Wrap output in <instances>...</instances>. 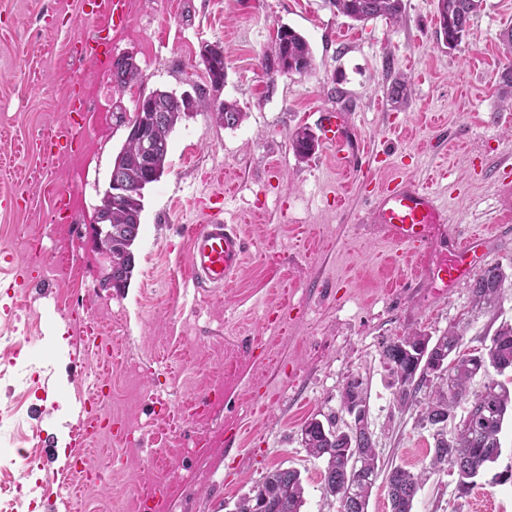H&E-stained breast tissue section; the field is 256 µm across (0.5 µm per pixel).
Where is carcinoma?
Segmentation results:
<instances>
[{
	"label": "carcinoma",
	"instance_id": "obj_1",
	"mask_svg": "<svg viewBox=\"0 0 512 512\" xmlns=\"http://www.w3.org/2000/svg\"><path fill=\"white\" fill-rule=\"evenodd\" d=\"M455 4L451 13L438 7L439 30L448 49L456 48L465 35L469 21L482 5V0H438ZM337 14L353 21L362 22L377 16L396 20L402 13L403 0H328ZM202 61L208 73L211 88L218 91L225 81L224 49L218 44L203 47ZM262 67L269 74L306 73L312 67V52L307 40L290 27L277 30L273 48L262 57ZM138 70L124 60L112 72L114 81L122 85L136 77ZM498 86L501 99H512V65L499 73ZM150 110L134 112L132 119L117 116L121 123L143 133L150 142L147 153L125 142L113 160L119 167L122 180L131 193L118 207L109 208L108 199H102L100 209L105 211L104 220L112 239V253L107 256L108 267L104 282L115 290L129 285L135 267L133 245L138 237L144 209V186L159 181L168 163L169 135L179 120L190 116L178 100L165 91H154L148 97ZM162 117L161 122L154 116ZM215 120L233 129L245 118L237 103L226 101ZM315 134L308 128H299L292 135L291 147L301 159L310 158L315 151ZM509 276L498 263L481 271L470 285L471 302L479 310H494L511 287ZM460 333L454 326L433 338L425 333L410 332L386 342L382 346V359L392 375L399 379L413 378L406 387L393 391L399 407L417 400L425 387H430L423 420L433 424L439 416H452L462 402L473 407L468 419L456 434L448 438L442 432L433 435L434 448L430 469H448L457 476L459 493L466 494L476 485L480 471L495 462L500 455L499 434L507 409L512 407V393L504 387L487 386L480 393H470L468 383L479 372L512 368V326H501L490 338V345L468 359H460L448 366L447 373L436 383L429 379L433 362L450 357L460 349ZM349 399L367 396V388L361 377L351 375L342 384ZM336 414L331 413L322 422L313 419L301 429V439L309 455L326 462L324 488L327 494L340 500L352 492L358 499L354 512H367L368 499L374 473L378 471L368 422L358 433L347 434L338 427ZM423 475L395 466L387 474L388 496L391 512H412L416 488ZM258 496L247 493L238 498L234 512H301L304 506V490L300 472L295 469L274 468L257 483Z\"/></svg>",
	"mask_w": 512,
	"mask_h": 512
}]
</instances>
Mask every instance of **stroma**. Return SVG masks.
Listing matches in <instances>:
<instances>
[{"label":"stroma","mask_w":512,"mask_h":512,"mask_svg":"<svg viewBox=\"0 0 512 512\" xmlns=\"http://www.w3.org/2000/svg\"><path fill=\"white\" fill-rule=\"evenodd\" d=\"M130 23L88 16L84 0H0V253L29 266L27 285L0 273V464L20 475L35 451L18 512H121L144 481L166 490L152 512H226L273 468L301 473L303 512H340L325 496L323 461L310 457L301 428L339 410L355 374L368 384L369 429L382 469L399 465L427 478L413 512H512V418L501 454L470 494L448 471H428L434 445L422 407L398 408L381 358L383 341L457 326L461 348L479 349L512 323V288L495 311L472 309L468 286L434 287L377 225L365 222L371 188L344 175L336 152L318 144L298 159V128L340 112L363 148L376 182L406 174L448 205L450 230L491 229L489 255L512 273V213L490 170H512V109L495 91L512 64L499 33L512 0H483L461 45L439 42L437 0H403L400 21L357 23L326 0H129ZM308 41L313 68L268 76L260 64L280 26ZM100 33V61L74 56V36ZM220 44L226 79L169 138V168L144 191L128 288L101 285L104 257L90 224L133 114L160 89H209L200 52ZM132 56L140 75L112 79V63ZM411 97L389 98L394 80ZM82 85L93 127L79 145L45 162L38 140L67 121ZM246 112L234 129L217 125L215 100ZM70 190L64 217L51 212L45 183ZM347 189L344 207L334 195ZM228 191L226 223L240 227L247 255L223 289L196 288L188 275L185 224L202 220L200 202ZM67 255L72 266L57 265ZM96 318L111 350L86 349ZM105 385V410L129 427L133 445L105 431L86 435L99 482L67 489L52 476L82 427L71 402Z\"/></svg>","instance_id":"35a3bbf8"}]
</instances>
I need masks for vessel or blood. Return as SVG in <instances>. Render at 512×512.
<instances>
[{
	"instance_id": "b4317fda",
	"label": "vessel or blood",
	"mask_w": 512,
	"mask_h": 512,
	"mask_svg": "<svg viewBox=\"0 0 512 512\" xmlns=\"http://www.w3.org/2000/svg\"><path fill=\"white\" fill-rule=\"evenodd\" d=\"M322 139L336 149V164L354 171L359 153L350 126L339 113H324L320 123ZM367 220L379 225L384 236L400 246L410 261H419L434 247L431 228L448 221L447 203L432 189L407 175L389 178L371 194ZM183 235L190 243L187 268L196 287L221 288L238 271L245 242L234 227L225 223L222 207H213L204 224H187ZM489 265L485 235L471 231L463 240L448 243V256L432 270L430 279L453 289L465 284Z\"/></svg>"
}]
</instances>
